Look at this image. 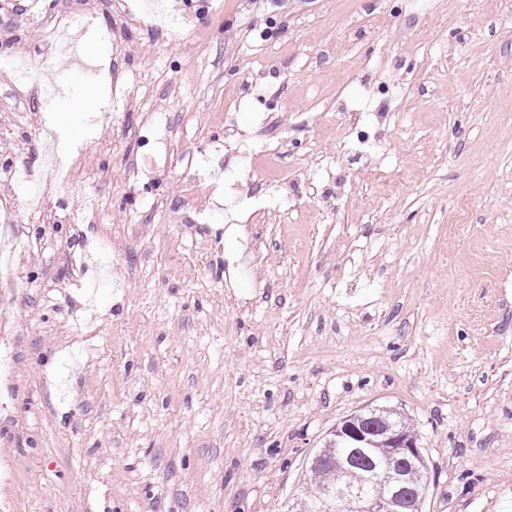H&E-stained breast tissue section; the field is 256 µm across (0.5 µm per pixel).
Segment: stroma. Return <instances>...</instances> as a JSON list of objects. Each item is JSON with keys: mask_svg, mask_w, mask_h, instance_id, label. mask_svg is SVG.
<instances>
[{"mask_svg": "<svg viewBox=\"0 0 512 512\" xmlns=\"http://www.w3.org/2000/svg\"><path fill=\"white\" fill-rule=\"evenodd\" d=\"M45 2L0 0V512H286L366 407L422 512H512V0Z\"/></svg>", "mask_w": 512, "mask_h": 512, "instance_id": "1", "label": "stroma"}]
</instances>
